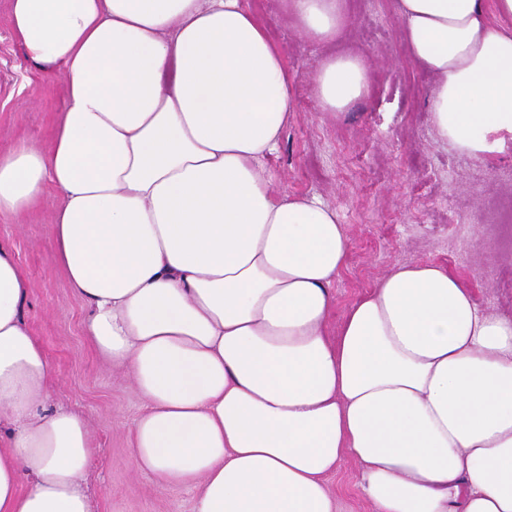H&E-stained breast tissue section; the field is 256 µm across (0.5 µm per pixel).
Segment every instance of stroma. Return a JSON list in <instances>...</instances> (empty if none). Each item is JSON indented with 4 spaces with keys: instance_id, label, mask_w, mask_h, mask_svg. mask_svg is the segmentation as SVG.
<instances>
[{
    "instance_id": "stroma-1",
    "label": "stroma",
    "mask_w": 512,
    "mask_h": 512,
    "mask_svg": "<svg viewBox=\"0 0 512 512\" xmlns=\"http://www.w3.org/2000/svg\"><path fill=\"white\" fill-rule=\"evenodd\" d=\"M281 45L296 117L267 161L276 187L315 194L339 211L351 241L333 285L334 314L364 295L393 265L435 263L465 281L477 302L512 316V142L478 161L441 142L431 122L432 76L411 59L393 0H348L347 46L365 53L368 97L342 119L321 112L308 76L322 51L283 18L281 0H249ZM64 105L62 79L41 72L14 37L10 0H0V153L18 143L48 150ZM62 199L48 186L22 217H0L28 294L21 313L58 373L54 400L81 414L98 450L87 476L91 512H194L198 490L135 466L129 430L143 410L129 375L107 363L85 334L88 304L76 296L53 246ZM342 512H374L353 463L328 479Z\"/></svg>"
}]
</instances>
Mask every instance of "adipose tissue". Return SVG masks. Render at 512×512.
I'll list each match as a JSON object with an SVG mask.
<instances>
[{"instance_id": "adipose-tissue-1", "label": "adipose tissue", "mask_w": 512, "mask_h": 512, "mask_svg": "<svg viewBox=\"0 0 512 512\" xmlns=\"http://www.w3.org/2000/svg\"><path fill=\"white\" fill-rule=\"evenodd\" d=\"M15 36L65 103L49 151L0 154V217L56 186L58 261L86 334L145 404L139 468L198 487L195 512H340L359 471L376 512H512V317L435 263L400 264L333 321L351 243L335 207L275 187L293 119L281 47L247 0H10ZM434 78L441 140H512V0H394ZM322 47L347 0H283ZM371 86L348 51L309 82L339 119ZM0 241V512H90L87 421L50 406L56 371L21 317ZM328 482L334 493H338L340 510L343 512H375L372 503L363 495L358 486L357 468L344 460L329 477Z\"/></svg>"}]
</instances>
